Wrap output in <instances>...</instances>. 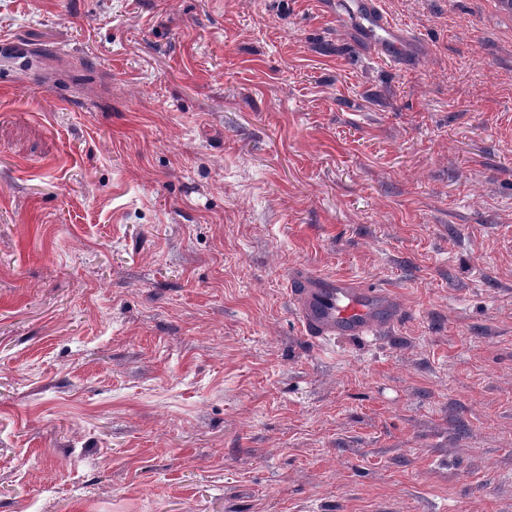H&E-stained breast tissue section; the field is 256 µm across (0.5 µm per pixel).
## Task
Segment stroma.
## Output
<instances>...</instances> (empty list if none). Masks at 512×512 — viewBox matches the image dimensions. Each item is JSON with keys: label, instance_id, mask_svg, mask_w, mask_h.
Here are the masks:
<instances>
[{"label": "stroma", "instance_id": "obj_1", "mask_svg": "<svg viewBox=\"0 0 512 512\" xmlns=\"http://www.w3.org/2000/svg\"><path fill=\"white\" fill-rule=\"evenodd\" d=\"M0 0V512H512V37L381 0ZM391 290L306 336L295 270ZM348 20L357 35L356 44L368 53L388 60L407 57L415 40L382 12L379 0H349Z\"/></svg>", "mask_w": 512, "mask_h": 512}]
</instances>
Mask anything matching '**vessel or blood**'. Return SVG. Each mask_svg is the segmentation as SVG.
<instances>
[{
    "label": "vessel or blood",
    "instance_id": "1",
    "mask_svg": "<svg viewBox=\"0 0 512 512\" xmlns=\"http://www.w3.org/2000/svg\"><path fill=\"white\" fill-rule=\"evenodd\" d=\"M348 20L360 48L393 61L406 57L413 39L385 16L380 0H351ZM289 297L307 333L320 338L369 336L390 328L401 315L389 290L342 278L295 274Z\"/></svg>",
    "mask_w": 512,
    "mask_h": 512
}]
</instances>
